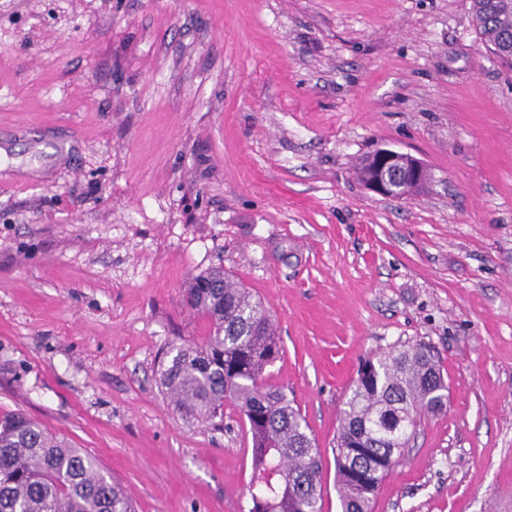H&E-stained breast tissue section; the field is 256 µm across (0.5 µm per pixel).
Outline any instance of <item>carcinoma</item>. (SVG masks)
<instances>
[{
    "mask_svg": "<svg viewBox=\"0 0 512 512\" xmlns=\"http://www.w3.org/2000/svg\"><path fill=\"white\" fill-rule=\"evenodd\" d=\"M482 42L496 56L512 44V4L472 0ZM185 303L208 336L170 346L158 365L173 411L188 423L224 421L233 406L251 435L248 512H321L322 460L299 409L267 384L281 344L263 302L224 268L192 279ZM344 403L334 457L342 512L369 503L422 416L442 411L448 385L431 348H393L366 359ZM273 472L280 480L269 481ZM0 512H134L97 460L24 414L0 415Z\"/></svg>",
    "mask_w": 512,
    "mask_h": 512,
    "instance_id": "1",
    "label": "carcinoma"
}]
</instances>
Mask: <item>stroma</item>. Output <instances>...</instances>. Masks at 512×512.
Wrapping results in <instances>:
<instances>
[{
  "label": "stroma",
  "mask_w": 512,
  "mask_h": 512,
  "mask_svg": "<svg viewBox=\"0 0 512 512\" xmlns=\"http://www.w3.org/2000/svg\"><path fill=\"white\" fill-rule=\"evenodd\" d=\"M380 148L429 183L366 189ZM217 266L272 314L322 512L361 360L418 342L448 404L371 512H512V63L471 0H0V413L136 512H245L235 408L186 423L157 372Z\"/></svg>",
  "instance_id": "1"
}]
</instances>
